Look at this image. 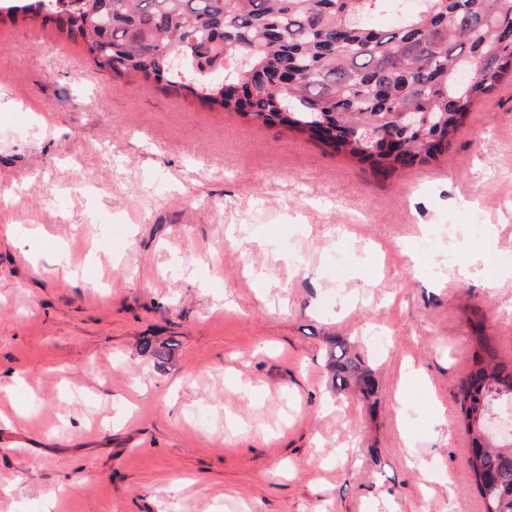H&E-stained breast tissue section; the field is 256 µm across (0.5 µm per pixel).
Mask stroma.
<instances>
[{
	"label": "stroma",
	"mask_w": 512,
	"mask_h": 512,
	"mask_svg": "<svg viewBox=\"0 0 512 512\" xmlns=\"http://www.w3.org/2000/svg\"><path fill=\"white\" fill-rule=\"evenodd\" d=\"M507 303L511 77L383 173L0 19V512H483L454 394ZM328 366L332 372V382L337 389L352 387L366 401L376 396L377 380L374 370L360 355L352 353L347 343L337 339L326 351Z\"/></svg>",
	"instance_id": "35a3bbf8"
}]
</instances>
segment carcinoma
Wrapping results in <instances>:
<instances>
[{"label":"carcinoma","instance_id":"1","mask_svg":"<svg viewBox=\"0 0 512 512\" xmlns=\"http://www.w3.org/2000/svg\"><path fill=\"white\" fill-rule=\"evenodd\" d=\"M56 16L93 61L162 81L257 124L281 118L303 133L321 120L333 150L387 171L449 143L473 103L512 75V0H0V14ZM403 112L439 122L408 130ZM396 136L406 157L380 151ZM472 386L454 398L459 425L479 438L486 411L512 398V362L472 325ZM337 389L376 396L374 370L337 339L326 351ZM485 512H512V442L469 460Z\"/></svg>","mask_w":512,"mask_h":512}]
</instances>
